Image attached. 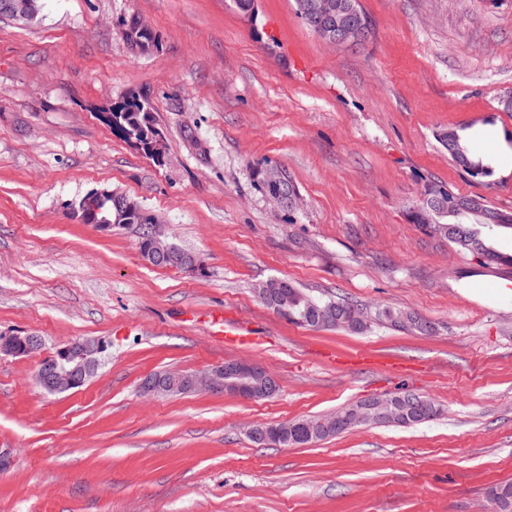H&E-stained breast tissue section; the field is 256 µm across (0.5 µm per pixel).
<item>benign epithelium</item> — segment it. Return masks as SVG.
Masks as SVG:
<instances>
[{"label": "benign epithelium", "instance_id": "1", "mask_svg": "<svg viewBox=\"0 0 512 512\" xmlns=\"http://www.w3.org/2000/svg\"><path fill=\"white\" fill-rule=\"evenodd\" d=\"M308 15L320 22L318 34L335 45H353V36L368 33L359 11L350 0L336 4V14L319 11L311 6ZM107 200L120 201L131 215H144L143 210L133 201L121 198V194L109 189H96L86 194L80 201L81 221L107 231L112 229V221L101 215V206ZM39 344L37 336H4L0 338V354L21 356ZM104 346L98 342H77L58 349L57 353L44 359L37 370L38 384L49 393H61L79 387L85 378L96 371L98 354ZM278 388L277 380L265 367L253 361H229L203 373L163 372L148 376L141 383V391L146 395H181L196 391L224 392L234 394L244 400H260L272 396ZM407 397L398 394L380 395L371 400L356 403L343 420H321L317 423L301 421L303 430L291 432L289 429L262 428L252 425L246 434L252 440L262 439L266 443L286 441L290 438L303 440L311 445L328 438V434L341 427L354 429L367 421L388 419L392 415L405 416L403 403Z\"/></svg>", "mask_w": 512, "mask_h": 512}]
</instances>
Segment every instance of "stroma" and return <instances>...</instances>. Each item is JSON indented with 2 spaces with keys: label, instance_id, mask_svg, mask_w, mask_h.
Instances as JSON below:
<instances>
[{
  "label": "stroma",
  "instance_id": "stroma-1",
  "mask_svg": "<svg viewBox=\"0 0 512 512\" xmlns=\"http://www.w3.org/2000/svg\"><path fill=\"white\" fill-rule=\"evenodd\" d=\"M0 18V512H488L512 481V269L479 265L408 219L424 187L512 211V0H359L364 44L314 33L294 0H39ZM138 17L156 46L119 31ZM146 99L162 160L104 114ZM463 131L491 159L481 180L438 140ZM283 170L294 208L259 192L255 163ZM108 188L154 216L205 269L160 268L141 227L101 232L72 207ZM287 279L318 298L417 313L420 335L289 323L257 296ZM224 314L248 349L211 335ZM94 339L82 387L50 394L39 363ZM252 359L271 398L146 396L145 377ZM410 391L443 414L361 426L310 446L250 441L254 423L332 413ZM39 344L38 336H2L0 340V354L8 356H21L26 354L31 346Z\"/></svg>",
  "mask_w": 512,
  "mask_h": 512
}]
</instances>
